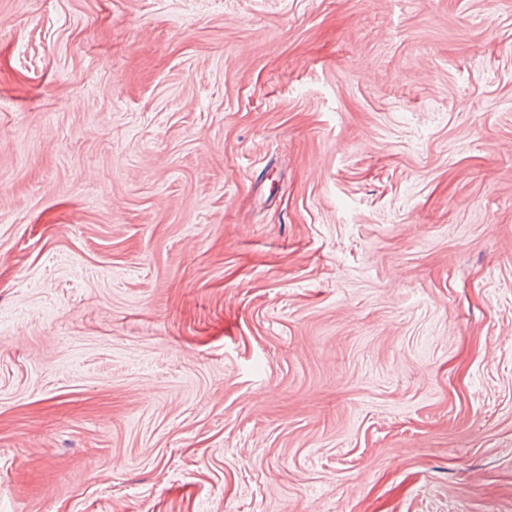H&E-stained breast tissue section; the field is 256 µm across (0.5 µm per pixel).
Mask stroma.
Instances as JSON below:
<instances>
[{
    "label": "stroma",
    "instance_id": "obj_1",
    "mask_svg": "<svg viewBox=\"0 0 512 512\" xmlns=\"http://www.w3.org/2000/svg\"><path fill=\"white\" fill-rule=\"evenodd\" d=\"M0 512H512V0H0Z\"/></svg>",
    "mask_w": 512,
    "mask_h": 512
}]
</instances>
